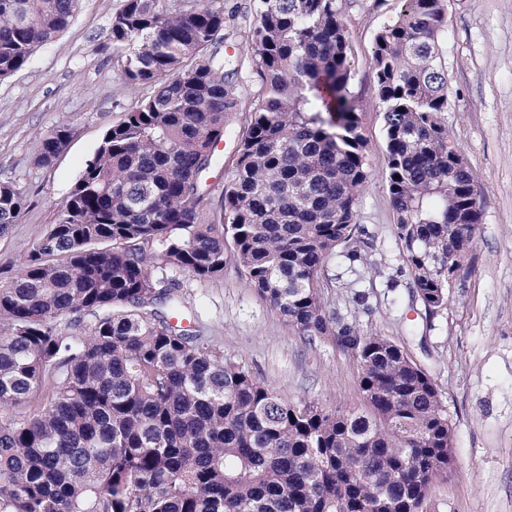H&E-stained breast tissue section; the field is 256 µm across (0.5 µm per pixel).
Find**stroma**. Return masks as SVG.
<instances>
[{"label": "stroma", "instance_id": "obj_1", "mask_svg": "<svg viewBox=\"0 0 512 512\" xmlns=\"http://www.w3.org/2000/svg\"><path fill=\"white\" fill-rule=\"evenodd\" d=\"M121 0H83L71 25L23 69L0 80V182L27 202L0 237V281L21 265L55 223L102 136L146 88L128 87L107 42ZM399 0H346L352 62L349 86L368 139L371 178L357 223L366 258L333 256L325 266L326 305L341 323L389 337L435 380L454 426L447 474L423 512H512V0H448V133L479 176L483 208L467 273L448 303L428 315L412 293L384 182L382 114L373 93V37ZM67 124L74 136L52 165L36 164L42 140ZM185 329L208 336L225 358L245 365L282 399L329 410L360 405L359 369L333 339L306 342L234 264L206 282L184 281Z\"/></svg>", "mask_w": 512, "mask_h": 512}]
</instances>
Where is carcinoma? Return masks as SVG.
Returning <instances> with one entry per match:
<instances>
[{"mask_svg":"<svg viewBox=\"0 0 512 512\" xmlns=\"http://www.w3.org/2000/svg\"><path fill=\"white\" fill-rule=\"evenodd\" d=\"M80 2L0 0V79ZM343 2L253 0L243 57L224 48L236 16L225 0H122L112 60L149 94L106 130L56 223L0 282V512H421L451 468L454 428L433 377L322 298L330 256L365 259L368 140ZM401 3L371 62L394 221L432 316L483 209L442 117L447 0ZM70 137L52 130L37 163ZM228 139L215 207L207 180ZM25 204L0 183V236ZM229 260L295 333L332 336L353 357L361 409L284 401L172 323L188 312L180 276L209 280Z\"/></svg>","mask_w":512,"mask_h":512,"instance_id":"obj_1","label":"carcinoma"}]
</instances>
